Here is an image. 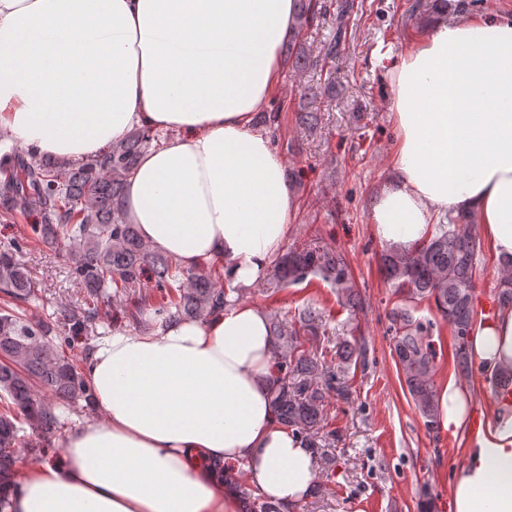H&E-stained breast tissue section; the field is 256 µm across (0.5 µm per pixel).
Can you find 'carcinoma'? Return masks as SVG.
Here are the masks:
<instances>
[{
	"instance_id": "obj_1",
	"label": "carcinoma",
	"mask_w": 512,
	"mask_h": 512,
	"mask_svg": "<svg viewBox=\"0 0 512 512\" xmlns=\"http://www.w3.org/2000/svg\"><path fill=\"white\" fill-rule=\"evenodd\" d=\"M294 32L283 54L294 73L306 71L311 55L301 34L325 19L330 7L321 0H296ZM353 0L337 8L335 30L318 51L335 59L347 33ZM281 111L261 112L259 125L272 138L281 127ZM161 136L134 129L97 158L69 170L56 161L12 150L0 161V205L22 217L34 216L30 231L42 244L68 247V276L86 289L92 301L110 299L149 281L156 298H131L126 311L133 322L151 329L170 318L202 319L231 304L233 290L214 281L205 269L187 270L144 244L135 225L122 216L125 182L141 155L158 145ZM23 243L0 246V489L14 480L20 455H47L52 439L67 415L92 409V391L83 375V358L74 346L106 332L107 319L98 307L86 304L62 328L50 316L33 320L28 309L41 301L39 284L16 259ZM482 244L473 219L448 215L432 225L428 238L408 250L391 249L381 256L386 281L402 306L392 314L395 363L415 408L428 429L437 428L439 401L433 380L437 349L431 325L414 319L410 308L434 303L453 335V360L459 380L474 381L470 337L482 322L476 305L475 272ZM320 273L340 289L346 304H357L347 263L338 255L312 251L293 253L281 261L280 277L298 284ZM498 309H512V269L506 268L498 287ZM278 373L272 397L279 422L300 436L307 447L319 449V430L327 395L348 403L353 396L349 370L363 354L345 340L337 346L336 366L299 350L298 332L277 317L270 319ZM485 380L502 394L512 392V370L480 369Z\"/></svg>"
}]
</instances>
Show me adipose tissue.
Instances as JSON below:
<instances>
[{"mask_svg":"<svg viewBox=\"0 0 512 512\" xmlns=\"http://www.w3.org/2000/svg\"><path fill=\"white\" fill-rule=\"evenodd\" d=\"M294 23L295 0H0V155L82 164L132 129L157 132L126 182L127 223L182 267L220 260L236 284H259L297 202L253 116ZM390 74L396 142L369 209L376 237L406 248L438 216L468 214L512 261V16L429 18ZM470 342L488 368L512 367V310ZM275 373L268 316L247 302L113 330L86 364L93 414L55 439L57 458L20 464L10 512H239L224 480L238 471L298 512L314 455L277 420ZM439 401L443 426L465 429L467 388L448 381ZM452 508L512 512V400L471 435Z\"/></svg>","mask_w":512,"mask_h":512,"instance_id":"adipose-tissue-1","label":"adipose tissue"}]
</instances>
